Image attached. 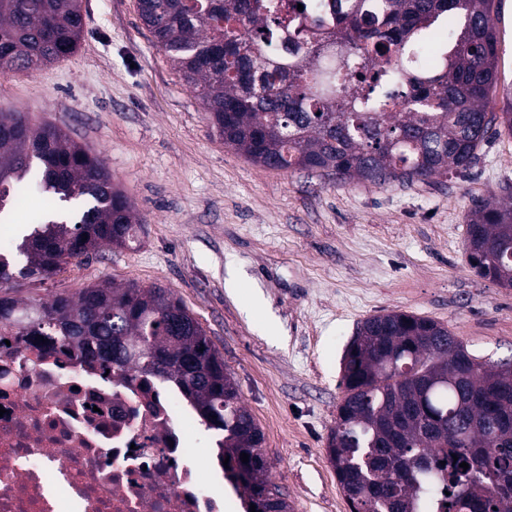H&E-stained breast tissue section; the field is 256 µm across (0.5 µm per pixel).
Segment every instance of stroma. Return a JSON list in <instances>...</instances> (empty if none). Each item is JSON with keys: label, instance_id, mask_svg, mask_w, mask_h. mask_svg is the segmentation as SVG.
Masks as SVG:
<instances>
[{"label": "stroma", "instance_id": "stroma-1", "mask_svg": "<svg viewBox=\"0 0 512 512\" xmlns=\"http://www.w3.org/2000/svg\"><path fill=\"white\" fill-rule=\"evenodd\" d=\"M78 50L0 74V110L63 128L100 156L144 224L54 280L50 299L109 280L160 284L198 318L261 427L292 512H350L327 455L340 364L357 324L403 310L448 325L488 364L512 361V288L466 262L474 200H506L512 136L429 183H343L248 161L213 132L137 0H82Z\"/></svg>", "mask_w": 512, "mask_h": 512}]
</instances>
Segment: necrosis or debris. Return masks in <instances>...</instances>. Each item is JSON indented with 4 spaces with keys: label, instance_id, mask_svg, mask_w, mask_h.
I'll use <instances>...</instances> for the list:
<instances>
[{
    "label": "necrosis or debris",
    "instance_id": "necrosis-or-debris-1",
    "mask_svg": "<svg viewBox=\"0 0 512 512\" xmlns=\"http://www.w3.org/2000/svg\"><path fill=\"white\" fill-rule=\"evenodd\" d=\"M0 512H226L172 382L0 328Z\"/></svg>",
    "mask_w": 512,
    "mask_h": 512
}]
</instances>
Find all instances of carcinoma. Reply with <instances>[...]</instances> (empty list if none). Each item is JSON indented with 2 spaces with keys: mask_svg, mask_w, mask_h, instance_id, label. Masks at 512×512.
<instances>
[{
  "mask_svg": "<svg viewBox=\"0 0 512 512\" xmlns=\"http://www.w3.org/2000/svg\"><path fill=\"white\" fill-rule=\"evenodd\" d=\"M494 2L140 0L139 15L246 159L412 185L468 169L489 138L512 135V94L487 110ZM83 36L81 0H0L1 73L31 75ZM27 199L37 209L25 234L0 241V325L22 306L29 335L175 383L223 435L256 512H290L224 358L169 289L102 280L76 296H19L104 246L135 243L143 225L103 159L56 125L0 112V224ZM466 239L475 273L512 288V202L476 205ZM341 372L327 453L350 512H512V365L482 363L448 326L395 310L357 326Z\"/></svg>",
  "mask_w": 512,
  "mask_h": 512,
  "instance_id": "1",
  "label": "carcinoma"
}]
</instances>
